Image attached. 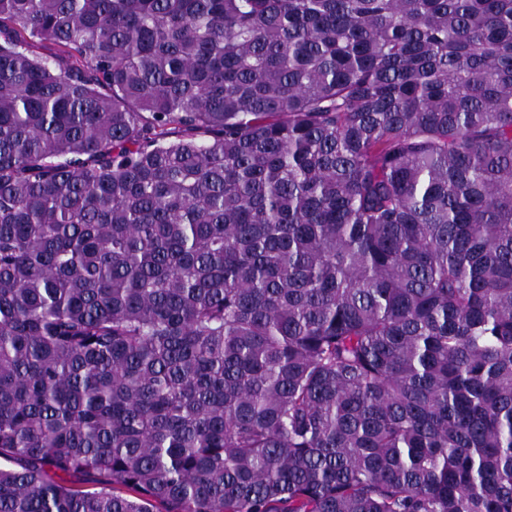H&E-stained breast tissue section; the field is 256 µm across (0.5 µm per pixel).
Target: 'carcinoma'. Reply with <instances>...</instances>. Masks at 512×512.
<instances>
[{"mask_svg":"<svg viewBox=\"0 0 512 512\" xmlns=\"http://www.w3.org/2000/svg\"><path fill=\"white\" fill-rule=\"evenodd\" d=\"M0 512H512V0H0Z\"/></svg>","mask_w":512,"mask_h":512,"instance_id":"1","label":"carcinoma"}]
</instances>
